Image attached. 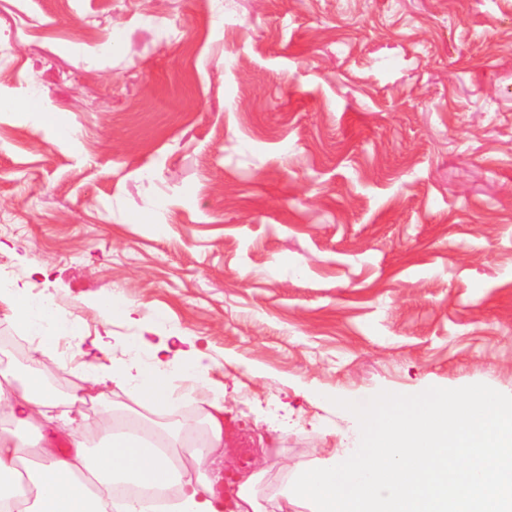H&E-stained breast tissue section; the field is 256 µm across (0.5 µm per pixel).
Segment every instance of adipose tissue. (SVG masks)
Instances as JSON below:
<instances>
[{
	"label": "adipose tissue",
	"instance_id": "1",
	"mask_svg": "<svg viewBox=\"0 0 512 512\" xmlns=\"http://www.w3.org/2000/svg\"><path fill=\"white\" fill-rule=\"evenodd\" d=\"M0 303L13 327L35 340L34 351L42 358L54 357L56 339L79 328L76 321L57 319L44 297L23 293L15 285L0 292ZM109 347L102 337L91 348L75 346L71 356L79 361L74 369L77 382L63 400L43 386L39 370L23 380L11 368H0V512H134L115 494L121 485L174 489L172 512H217L215 485L220 476L214 465L224 451L223 393H213L199 406L207 435L202 450L186 447L180 427L168 430V448L160 450L140 436L138 417L102 445L91 444L74 426L86 406L106 400L105 389L111 384L141 403L193 392L202 349L193 342L176 349L161 340L152 348L149 371L134 361L110 368L89 363L91 352L103 353ZM31 430L38 431L37 440L26 439ZM60 433L70 444L64 453L55 446ZM264 476L261 469L245 475L233 512H306L281 494L262 504L257 487Z\"/></svg>",
	"mask_w": 512,
	"mask_h": 512
}]
</instances>
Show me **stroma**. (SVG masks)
<instances>
[{
    "label": "stroma",
    "instance_id": "stroma-1",
    "mask_svg": "<svg viewBox=\"0 0 512 512\" xmlns=\"http://www.w3.org/2000/svg\"><path fill=\"white\" fill-rule=\"evenodd\" d=\"M0 279L103 364L199 338L141 413L223 389L263 499L335 399L512 394V0H0Z\"/></svg>",
    "mask_w": 512,
    "mask_h": 512
}]
</instances>
